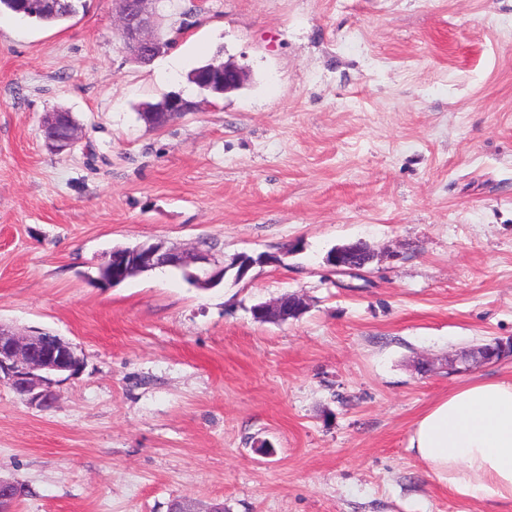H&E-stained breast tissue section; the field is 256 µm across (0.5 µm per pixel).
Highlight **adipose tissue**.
<instances>
[{
	"mask_svg": "<svg viewBox=\"0 0 512 512\" xmlns=\"http://www.w3.org/2000/svg\"><path fill=\"white\" fill-rule=\"evenodd\" d=\"M409 448L452 492L512 502V382L476 381L439 398Z\"/></svg>",
	"mask_w": 512,
	"mask_h": 512,
	"instance_id": "1",
	"label": "adipose tissue"
}]
</instances>
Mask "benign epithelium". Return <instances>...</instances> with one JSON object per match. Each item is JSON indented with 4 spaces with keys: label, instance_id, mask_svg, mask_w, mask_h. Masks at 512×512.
Wrapping results in <instances>:
<instances>
[{
    "label": "benign epithelium",
    "instance_id": "obj_1",
    "mask_svg": "<svg viewBox=\"0 0 512 512\" xmlns=\"http://www.w3.org/2000/svg\"><path fill=\"white\" fill-rule=\"evenodd\" d=\"M114 2L119 18L118 36L127 53L137 63L155 59L164 48V44L154 35L156 10L152 4L156 0H135L136 8L133 11L126 7L129 0ZM244 78V71L228 61L192 76L199 88L222 94L238 89ZM195 108V102L180 94H171L167 96V107L160 116L146 112L144 118L159 128ZM43 134L46 147L60 152L71 150L80 143L85 130L81 125L72 123L64 133L59 134L50 120L43 123ZM275 262L279 263L281 259L265 253L255 258L238 254L227 262L201 239L188 249L168 247L160 241L144 242L134 247L112 249L108 260L102 265L101 278L115 286L138 272L164 266L180 269L193 267L196 272L189 274L191 281L200 288H213L224 282L229 273L240 281L254 266ZM326 262L338 274L356 275L366 266L368 258L361 247L349 245L332 251L327 255ZM303 310L302 299L293 295L288 306L283 305L281 300L259 303L252 308V314L260 322H283L288 316L294 319L299 317ZM511 355L512 341L507 344L499 342L494 350L471 351L462 358L461 363L466 370L473 362H489ZM81 366L82 359L71 343L42 333L20 335L0 324V384L9 385L27 404L41 409L51 407L57 398L56 386L77 375ZM12 485L14 482L10 480H0V512H16L17 496L9 490Z\"/></svg>",
    "mask_w": 512,
    "mask_h": 512
}]
</instances>
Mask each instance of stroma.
<instances>
[{
  "instance_id": "stroma-1",
  "label": "stroma",
  "mask_w": 512,
  "mask_h": 512,
  "mask_svg": "<svg viewBox=\"0 0 512 512\" xmlns=\"http://www.w3.org/2000/svg\"><path fill=\"white\" fill-rule=\"evenodd\" d=\"M112 9L0 13V323L83 359L47 410L0 385L17 512H512L408 448L439 398L512 382V357L450 367L512 340V0H163L176 43L147 65ZM214 58L242 88L144 123ZM58 109L87 133L54 154ZM201 238L281 262L208 290L171 267L99 281L114 246ZM355 241L373 261L336 274ZM289 294L298 318L254 320Z\"/></svg>"
}]
</instances>
